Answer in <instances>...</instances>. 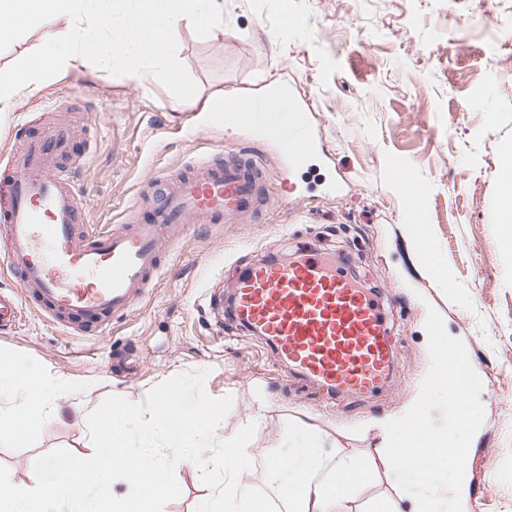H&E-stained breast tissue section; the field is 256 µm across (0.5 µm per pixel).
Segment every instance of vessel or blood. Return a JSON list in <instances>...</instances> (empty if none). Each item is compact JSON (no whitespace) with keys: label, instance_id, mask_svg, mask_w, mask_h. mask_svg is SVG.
Here are the masks:
<instances>
[{"label":"vessel or blood","instance_id":"b4317fda","mask_svg":"<svg viewBox=\"0 0 512 512\" xmlns=\"http://www.w3.org/2000/svg\"><path fill=\"white\" fill-rule=\"evenodd\" d=\"M279 100L262 92L245 106L225 107V125L274 138L289 167L319 151L309 108L298 104L286 123L278 121ZM71 134L55 127L10 156L0 172V263L57 322L128 310L158 277L161 259L172 252L187 225L217 224L253 214L267 180L255 155L216 162L206 158L189 170L171 169L138 194L116 229L87 223L83 188L63 166ZM391 181L410 203L425 192L405 169ZM151 220L141 223L142 209ZM229 313L235 322L269 342L294 376L352 399L378 388L396 365L394 338L383 305L348 272L315 248L300 249L282 264H252L237 281ZM21 305L0 293V330L15 328Z\"/></svg>","mask_w":512,"mask_h":512}]
</instances>
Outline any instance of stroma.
<instances>
[{"instance_id":"obj_1","label":"stroma","mask_w":512,"mask_h":512,"mask_svg":"<svg viewBox=\"0 0 512 512\" xmlns=\"http://www.w3.org/2000/svg\"><path fill=\"white\" fill-rule=\"evenodd\" d=\"M462 16L475 27H458ZM173 43L196 108L279 81L308 102L321 152L285 177L275 140L238 128L177 129L181 110L165 82H121L97 66L49 79L0 112V156L57 113H75L69 160L89 189L96 229L118 224L138 185L204 154L227 160L251 147L271 185L255 219L191 225L154 288L131 310L101 319L93 337L24 304L21 328L0 337V355L60 377L64 415L35 414L21 442L0 436L12 481L29 482L35 461L54 449L90 452L87 416L108 397L140 402L166 379L200 370L210 396L233 399L219 434H236L266 405L247 446L249 486L265 485V457L291 420L318 432L324 451L374 453L379 424L419 395L433 308L483 383L464 512H512V237L493 222L500 173L512 161V96L499 89L512 84V0H224L223 37L199 19ZM78 80L83 98H60ZM396 167L424 186L418 205L391 183ZM336 179L342 194L320 193ZM416 224L426 226L432 252L415 239ZM305 246L336 252L381 296L398 360L375 395L336 401L293 387L264 339L229 317L228 299L249 265Z\"/></svg>"}]
</instances>
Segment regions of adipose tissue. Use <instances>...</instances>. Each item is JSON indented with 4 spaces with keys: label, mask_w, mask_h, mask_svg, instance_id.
<instances>
[{
    "label": "adipose tissue",
    "mask_w": 512,
    "mask_h": 512,
    "mask_svg": "<svg viewBox=\"0 0 512 512\" xmlns=\"http://www.w3.org/2000/svg\"><path fill=\"white\" fill-rule=\"evenodd\" d=\"M206 17L213 34L224 31V0H0V44L24 40L44 29L48 41L61 45L58 53L28 55L14 69H0V112L22 93L39 90L42 80L88 63L110 69L123 79L166 82L177 106L190 107L194 97L184 82L172 43L173 33L197 17ZM60 388L51 373H24L0 364V396L35 399L53 417ZM287 458L275 459L271 476L287 469L288 484H273L289 512H349L355 488L376 468L373 458L340 453L325 457L319 435L311 433L288 443Z\"/></svg>",
    "instance_id": "adipose-tissue-1"
}]
</instances>
